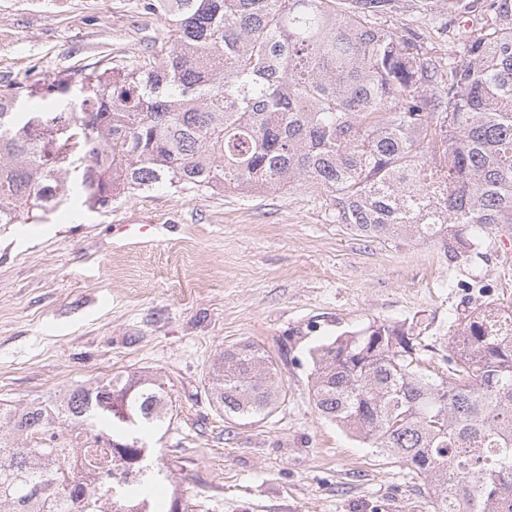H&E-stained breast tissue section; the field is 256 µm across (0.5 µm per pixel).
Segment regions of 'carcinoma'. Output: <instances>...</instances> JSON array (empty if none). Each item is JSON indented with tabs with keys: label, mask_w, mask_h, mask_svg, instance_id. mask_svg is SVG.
I'll return each mask as SVG.
<instances>
[{
	"label": "carcinoma",
	"mask_w": 512,
	"mask_h": 512,
	"mask_svg": "<svg viewBox=\"0 0 512 512\" xmlns=\"http://www.w3.org/2000/svg\"><path fill=\"white\" fill-rule=\"evenodd\" d=\"M398 0H137L167 40L121 65L0 95V225L72 198L104 208L165 184L242 194L305 182L359 236L440 244L455 259L512 224V0L440 70L376 23ZM403 325L373 323L311 352L321 415L434 491L437 512H512V308L461 317L448 373L421 368ZM215 407L264 419L283 388L253 342L224 349ZM157 379L0 403V512H158L140 482L89 485L63 465L85 425L112 465L141 474L162 425ZM35 435L49 443L19 441Z\"/></svg>",
	"instance_id": "cac0c4a2"
}]
</instances>
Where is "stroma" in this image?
<instances>
[{
  "label": "stroma",
  "mask_w": 512,
  "mask_h": 512,
  "mask_svg": "<svg viewBox=\"0 0 512 512\" xmlns=\"http://www.w3.org/2000/svg\"><path fill=\"white\" fill-rule=\"evenodd\" d=\"M382 23L439 61L490 22L457 0H398ZM134 0H0V92L120 62L163 38ZM500 230L471 255L353 234L323 190L244 197L164 185L102 209L64 206L0 226V401L55 399L77 384L152 374L167 393L145 441L185 512H434L423 478L325 419L312 348L370 323L411 327L426 366L448 368L458 315L512 307ZM260 345L284 398L267 418L216 410L209 372L225 347Z\"/></svg>",
  "instance_id": "obj_1"
}]
</instances>
